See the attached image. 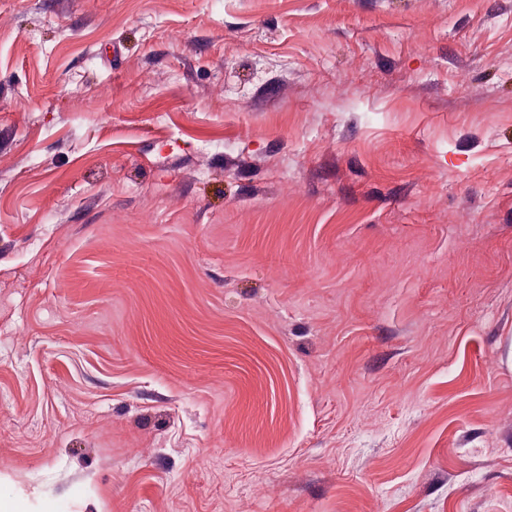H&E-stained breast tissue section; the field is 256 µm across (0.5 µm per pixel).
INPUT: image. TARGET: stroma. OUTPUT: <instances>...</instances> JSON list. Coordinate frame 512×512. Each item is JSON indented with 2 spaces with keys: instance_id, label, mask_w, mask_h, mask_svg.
Returning <instances> with one entry per match:
<instances>
[{
  "instance_id": "35a3bbf8",
  "label": "stroma",
  "mask_w": 512,
  "mask_h": 512,
  "mask_svg": "<svg viewBox=\"0 0 512 512\" xmlns=\"http://www.w3.org/2000/svg\"><path fill=\"white\" fill-rule=\"evenodd\" d=\"M0 501L512 512V0H0Z\"/></svg>"
}]
</instances>
